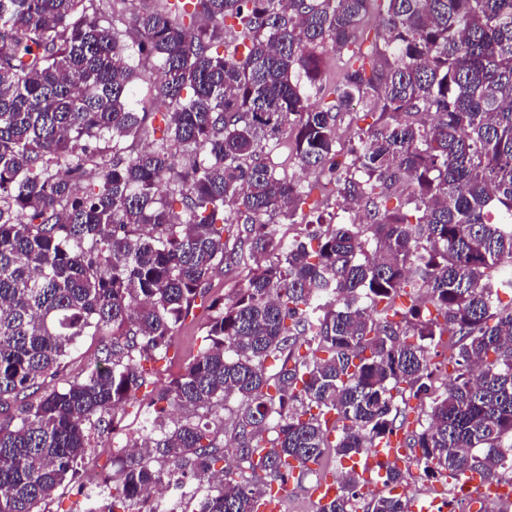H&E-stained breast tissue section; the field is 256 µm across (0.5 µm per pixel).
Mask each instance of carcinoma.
Returning a JSON list of instances; mask_svg holds the SVG:
<instances>
[{
	"label": "carcinoma",
	"mask_w": 512,
	"mask_h": 512,
	"mask_svg": "<svg viewBox=\"0 0 512 512\" xmlns=\"http://www.w3.org/2000/svg\"><path fill=\"white\" fill-rule=\"evenodd\" d=\"M145 3L0 0V512L85 487L109 433L121 481L71 512H157L167 484L193 488L180 512H258L327 451L397 436L451 494L512 478V0ZM329 51L346 56L330 88ZM144 61L160 78L139 108ZM355 102L374 122L339 149ZM288 128L364 217L276 236L320 209L267 156ZM220 266L242 285L143 403ZM87 336L96 363L64 376ZM441 345L450 384L412 419ZM408 476L387 466L384 485ZM366 483L350 467L318 512H407L391 492L361 503Z\"/></svg>",
	"instance_id": "cac0c4a2"
}]
</instances>
